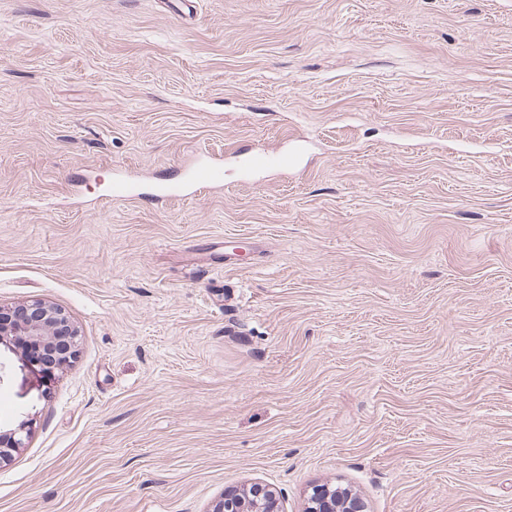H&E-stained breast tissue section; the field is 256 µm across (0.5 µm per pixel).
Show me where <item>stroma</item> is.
<instances>
[{"label": "stroma", "instance_id": "obj_1", "mask_svg": "<svg viewBox=\"0 0 512 512\" xmlns=\"http://www.w3.org/2000/svg\"><path fill=\"white\" fill-rule=\"evenodd\" d=\"M35 299L78 351L0 341V512H512V0H0V303ZM293 159L289 155H279L275 157L252 154L246 160V169L250 173L260 172L275 167H288L292 164ZM224 181V168L212 162H200L190 169L188 182L202 189L214 188ZM275 490L261 484L249 489L228 490L224 501L213 512H281ZM363 502L348 493L328 487H314L304 512H364Z\"/></svg>", "mask_w": 512, "mask_h": 512}]
</instances>
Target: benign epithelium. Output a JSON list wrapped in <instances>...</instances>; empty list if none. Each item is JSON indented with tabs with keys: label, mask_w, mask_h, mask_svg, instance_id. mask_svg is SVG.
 <instances>
[{
	"label": "benign epithelium",
	"mask_w": 512,
	"mask_h": 512,
	"mask_svg": "<svg viewBox=\"0 0 512 512\" xmlns=\"http://www.w3.org/2000/svg\"><path fill=\"white\" fill-rule=\"evenodd\" d=\"M22 336L29 345L27 360L41 369L56 368L76 355L79 331L60 308L42 300L14 305L0 304V340ZM23 429L11 436L0 435V462L9 459L23 444ZM213 512H281L275 490L254 484L246 490L224 493V501ZM305 512H365L363 502L345 492L315 487Z\"/></svg>",
	"instance_id": "1"
}]
</instances>
